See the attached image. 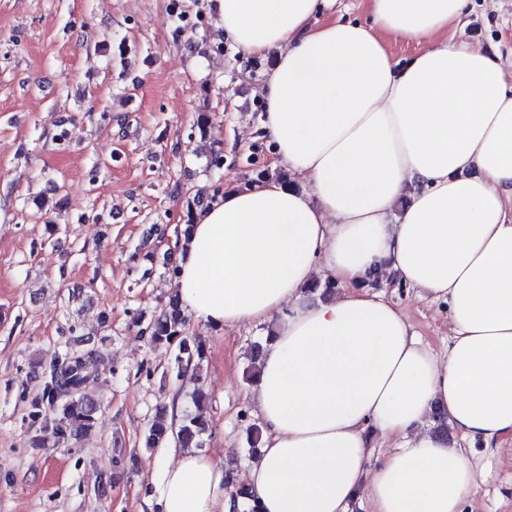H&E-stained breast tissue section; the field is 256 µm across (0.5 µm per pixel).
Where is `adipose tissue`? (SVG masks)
<instances>
[{"mask_svg":"<svg viewBox=\"0 0 512 512\" xmlns=\"http://www.w3.org/2000/svg\"><path fill=\"white\" fill-rule=\"evenodd\" d=\"M332 2L213 0L244 55L277 54L264 127L294 181L230 185L196 212L177 294L198 323L273 335L244 480L258 512L361 497L371 512H462L471 459L426 420L438 408L464 440L512 437V82L483 49L438 40L470 0H360L365 23ZM392 40L429 46L403 65ZM376 275L447 303L446 359L371 292ZM317 279L342 293L306 301ZM227 468L182 449L161 467V512H231Z\"/></svg>","mask_w":512,"mask_h":512,"instance_id":"obj_1","label":"adipose tissue"}]
</instances>
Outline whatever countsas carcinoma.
I'll list each match as a JSON object with an SVG mask.
<instances>
[{"mask_svg": "<svg viewBox=\"0 0 512 512\" xmlns=\"http://www.w3.org/2000/svg\"><path fill=\"white\" fill-rule=\"evenodd\" d=\"M147 330L150 343L156 348H168L178 343L175 358L178 369L196 367L203 359L202 342L186 333L178 298H172L168 306L150 320ZM102 357L103 352L97 348L74 350L66 346L52 353L43 396L33 403V408L53 415L51 435L56 443L68 441L75 429L88 430L94 426L99 404L86 396L85 389L89 369ZM207 429L206 421L199 414H185L175 428L156 421L145 435V446L161 448L173 439L181 448H202Z\"/></svg>", "mask_w": 512, "mask_h": 512, "instance_id": "cac0c4a2", "label": "carcinoma"}]
</instances>
